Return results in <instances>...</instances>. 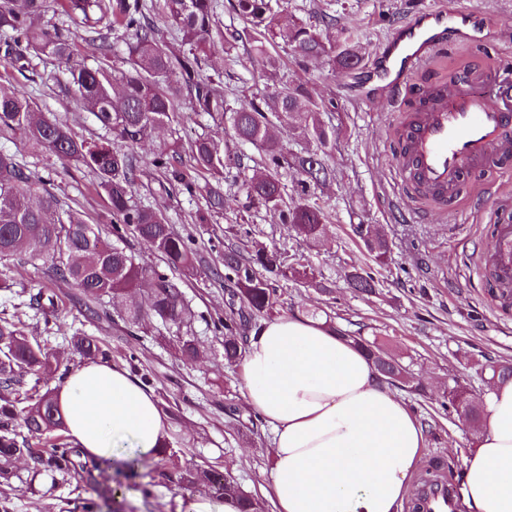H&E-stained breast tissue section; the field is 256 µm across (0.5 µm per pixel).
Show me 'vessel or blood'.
I'll return each instance as SVG.
<instances>
[{"label": "vessel or blood", "instance_id": "1", "mask_svg": "<svg viewBox=\"0 0 512 512\" xmlns=\"http://www.w3.org/2000/svg\"><path fill=\"white\" fill-rule=\"evenodd\" d=\"M497 33L474 0L416 12L374 50L371 84L360 99L370 105L381 98L398 99L413 74L449 46L496 40ZM416 115L392 111L393 124L406 129V152L395 163L400 177L446 202L465 173L476 166L507 160L512 155V88H486L483 79L466 74L450 85L431 87L421 94ZM482 214L499 217L491 264L497 275L512 282V194L500 183L480 186ZM423 512H459L446 487L430 488Z\"/></svg>", "mask_w": 512, "mask_h": 512}]
</instances>
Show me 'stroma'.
I'll list each match as a JSON object with an SVG mask.
<instances>
[{
    "label": "stroma",
    "mask_w": 512,
    "mask_h": 512,
    "mask_svg": "<svg viewBox=\"0 0 512 512\" xmlns=\"http://www.w3.org/2000/svg\"><path fill=\"white\" fill-rule=\"evenodd\" d=\"M439 0H286L283 23L314 21L318 10L335 16L336 24L356 32L364 57L417 10ZM499 31V41L448 48L427 69L420 71L415 88L447 80L449 70L495 72L502 59L512 57V0H476ZM283 72L290 79L309 82L319 98L333 101L335 111L324 121L336 129V145L328 159L335 175L319 187L316 196L329 220L320 242L299 240L290 225L281 223L276 210L248 208L242 181L253 174L260 156L252 146L226 136L223 126L205 116L185 113L175 134L153 135L135 147L137 157L151 155L160 147L186 150L190 141L206 134L225 140V164L231 179L224 184L225 207L209 223L194 221L204 209L202 197L185 192L158 193V174L145 168L136 198L167 217L174 231L191 237L206 259L201 275L185 279L182 288L196 314L188 330L204 348L194 363L181 362L171 341L175 329L149 321L127 327L122 305H113L110 317L88 321L73 305L74 288L54 283L43 266L19 264L8 274L14 282L11 294L0 293V318L19 324L27 336L37 339L57 357V372L28 374L18 394L58 387L62 375L82 358L69 340L82 330L99 337L111 350V362L152 391L168 415L169 439L177 464L143 462L135 477L114 481L112 469L97 473L95 486L69 476L46 471L30 473V459L12 463L13 477L0 488V512H188L191 503L206 500L204 491L188 492L177 483L181 467L208 464L227 472L246 491L268 498L272 468L271 432L255 419L243 397L238 367L224 362V331L221 324L231 310L232 282L225 277V247L240 248L256 240L268 249L296 252L302 264L328 286V293L281 278L277 313L281 316H312L332 320L348 333L377 337L384 350L423 380L425 396L399 389L418 421L426 425V449L409 481L417 486L425 470L447 468L446 481L457 484L467 458L476 449L477 431L454 411L440 403L449 385L459 383L476 399H483L491 382L489 367L512 364V308H498L489 299L494 282L481 273L492 250L494 227L490 224L459 226L446 222L434 205L412 184L401 183L392 170L399 154V130L390 121V100L362 104L357 87L361 69L332 71L321 59L300 66L291 48L279 47ZM235 60H228L221 40L212 42L203 72L221 80L228 96L264 88L265 69L260 57L239 46ZM37 74L27 83L13 71L0 68V85L24 88L40 109L66 119L75 136L95 139L104 133L90 112L59 93L55 76L57 61L49 56L32 58ZM30 170L54 175L53 190L62 207L84 212L90 223H99L105 202L95 189V178L85 169L62 174L56 158L33 156L22 147L8 144ZM245 222L236 223L237 214ZM359 224L382 225L390 243L386 265L372 262L355 231ZM358 266L376 281V295L364 296L347 288L345 270ZM54 288L58 312L43 319L28 306L29 296L41 288Z\"/></svg>",
    "instance_id": "35a3bbf8"
}]
</instances>
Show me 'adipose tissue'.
<instances>
[{
	"instance_id": "1",
	"label": "adipose tissue",
	"mask_w": 512,
	"mask_h": 512,
	"mask_svg": "<svg viewBox=\"0 0 512 512\" xmlns=\"http://www.w3.org/2000/svg\"><path fill=\"white\" fill-rule=\"evenodd\" d=\"M248 406L271 429L274 512H397L426 439L406 403L351 339L323 322L275 317L239 365ZM85 456L158 455L168 422L151 392L108 362L71 367L56 391ZM477 449L460 476L468 512H512V379L484 400Z\"/></svg>"
}]
</instances>
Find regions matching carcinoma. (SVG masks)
I'll return each instance as SVG.
<instances>
[{"label": "carcinoma", "instance_id": "cac0c4a2", "mask_svg": "<svg viewBox=\"0 0 512 512\" xmlns=\"http://www.w3.org/2000/svg\"><path fill=\"white\" fill-rule=\"evenodd\" d=\"M273 0H234V12L245 30L224 36L225 50L248 39L254 54L266 59L270 78L277 79L278 59L271 49L284 44L304 59L324 57L334 71L359 65L360 57L348 28L324 42L308 23L284 26ZM56 5L91 34L100 60L87 67L76 60L75 41L59 29L43 23L48 0H0V57L3 67L23 75L34 55H50L61 65L60 91L79 101L113 138L132 149L158 130L169 128L185 106L219 123L229 124L230 136L249 144L264 157L263 170L246 184L248 207L273 208L305 242L322 234L328 215L313 200L315 188L334 175L325 162L336 142V131L324 124L321 113L332 103L314 96L301 81L278 79L274 90L233 101L224 95L221 82L202 74L200 53L210 47L215 29L217 0H163L164 22L179 35L178 46L169 44L146 16L143 0H56ZM112 20L102 28L101 19ZM18 142L33 155L55 156L63 170L73 165L90 170L96 188L106 200L102 224H90L83 215L65 209L47 185L49 180L22 166L17 156L0 150V265L40 261L58 282L79 291L85 314L100 316L106 298L128 302L126 322L139 326L155 318L165 326L190 325L194 313L181 282L141 263L122 246L128 234L156 251L172 271L187 278L201 272L205 260L192 242L176 234L162 212L134 199L142 169L134 155L112 146L108 139L76 137L68 123L51 112L38 111L35 101L13 89L0 88V141ZM299 145L296 151L292 145ZM189 162L182 155L161 149L146 165L162 174L158 190L200 195L206 212L196 220L205 223L212 214H224V142L200 136L189 143ZM293 185H288V175ZM359 234L373 262L385 264L389 243L376 225H358ZM251 257L236 249L224 251L226 277L234 282L233 296L239 312L224 318V361L237 365L246 340L237 331L259 328L271 318L279 297L270 275L305 278L309 287L320 288L286 257L255 244ZM348 287L362 294L375 292L373 276L353 266L345 273ZM29 307L48 320L57 314L54 295L40 289L30 295ZM394 387L422 391L409 368L386 354L377 340L350 335ZM70 343L78 354L92 361L110 359V352L96 336L75 333ZM173 346L179 358L193 362L201 345L193 336H178ZM58 368L55 357L39 341L27 336L16 323L0 319V485L13 477L10 465L20 456L34 463V473L87 474L100 469L95 460L82 459L78 449L64 441L66 428L55 392H36L19 400L12 396L27 373H46ZM478 426L481 409L467 388H448L446 402ZM55 434L47 448H33L29 439ZM181 488L199 487L216 499L239 502L240 512H265V503L247 493L229 475L205 465H191L179 474Z\"/></svg>", "mask_w": 512, "mask_h": 512}]
</instances>
